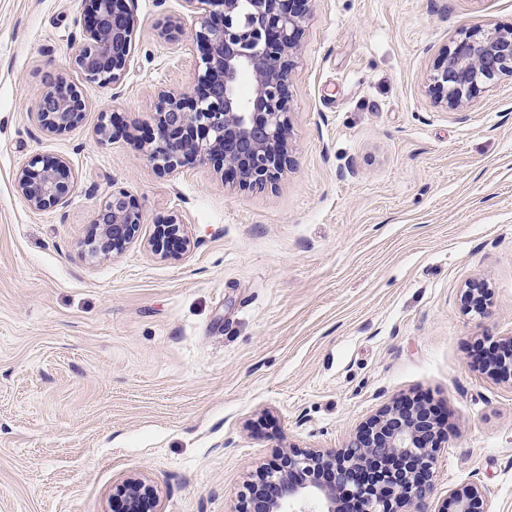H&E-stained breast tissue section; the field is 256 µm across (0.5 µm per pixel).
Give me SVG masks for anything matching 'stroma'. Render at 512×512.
Returning a JSON list of instances; mask_svg holds the SVG:
<instances>
[{
	"label": "stroma",
	"mask_w": 512,
	"mask_h": 512,
	"mask_svg": "<svg viewBox=\"0 0 512 512\" xmlns=\"http://www.w3.org/2000/svg\"><path fill=\"white\" fill-rule=\"evenodd\" d=\"M131 7L125 77L50 133L35 104L84 84L87 0H0V512H121L129 476L157 512H240L289 448H342L402 397L445 423L431 512L465 484L512 512V384L481 368L512 338V77L456 110L426 88L462 32L512 28V0H311L291 163L249 190L217 160L153 164L158 93L192 88L198 50L162 33L183 0ZM55 156L69 200L35 210L16 174ZM118 189L137 240L90 257ZM171 216L193 244L178 260L149 246ZM477 279L481 316L462 300Z\"/></svg>",
	"instance_id": "stroma-1"
}]
</instances>
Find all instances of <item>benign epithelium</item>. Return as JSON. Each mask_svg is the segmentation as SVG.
Masks as SVG:
<instances>
[{
    "label": "benign epithelium",
    "instance_id": "7a95c632",
    "mask_svg": "<svg viewBox=\"0 0 512 512\" xmlns=\"http://www.w3.org/2000/svg\"><path fill=\"white\" fill-rule=\"evenodd\" d=\"M88 25L75 64L88 84L56 79L41 94L35 116L49 132L77 125L89 89L118 84L134 52L136 15L125 0H90ZM309 0H184L195 24L170 19L164 35L179 40L191 32L200 47L197 83L187 95L166 91L157 110L150 158L173 172L189 164L222 159L224 175L243 189L276 183L290 163L293 54L305 31ZM512 76V29L476 27L456 42L433 69L427 88L436 102L457 109L482 85ZM72 173L67 161H31L16 176L31 207L46 211L66 204ZM84 243L92 257L124 252L137 237L141 214L128 192L107 198ZM190 249L185 224L172 217L156 226L153 247L167 254ZM489 288L468 284L462 298L469 311L485 313ZM486 371L512 379V338L485 364ZM445 436L442 420L413 399H397L362 426L338 451L291 448L257 475L243 512H339L336 493L354 512H424L434 486L432 468ZM124 512H151L153 490L138 478L116 488ZM454 512H493L476 484L448 491Z\"/></svg>",
    "mask_w": 512,
    "mask_h": 512
}]
</instances>
